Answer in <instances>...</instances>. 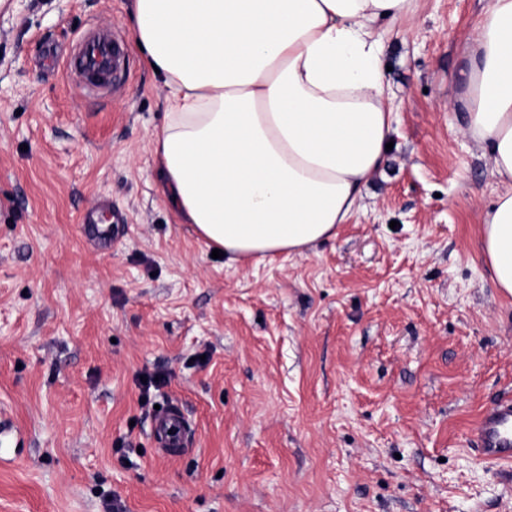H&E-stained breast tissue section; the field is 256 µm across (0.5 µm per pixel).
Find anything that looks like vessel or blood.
I'll list each match as a JSON object with an SVG mask.
<instances>
[{"mask_svg":"<svg viewBox=\"0 0 512 512\" xmlns=\"http://www.w3.org/2000/svg\"><path fill=\"white\" fill-rule=\"evenodd\" d=\"M124 48L110 29L100 28L85 37L79 46L75 64L83 79V88L100 93L115 84ZM85 237L103 247L117 245L119 236H107L96 208H88L79 220ZM151 432L162 454L175 455L188 445L187 424L178 406L170 405L156 412ZM474 438L484 460L490 463L512 464V399L499 402L484 412L475 429Z\"/></svg>","mask_w":512,"mask_h":512,"instance_id":"b4317fda","label":"vessel or blood"}]
</instances>
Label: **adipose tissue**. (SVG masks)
I'll return each mask as SVG.
<instances>
[{"label": "adipose tissue", "mask_w": 512, "mask_h": 512, "mask_svg": "<svg viewBox=\"0 0 512 512\" xmlns=\"http://www.w3.org/2000/svg\"><path fill=\"white\" fill-rule=\"evenodd\" d=\"M167 90L153 136L166 201L228 262L305 255L359 210L393 112L375 24L415 0H132ZM450 103L486 149L497 196L480 226L512 297V0H487Z\"/></svg>", "instance_id": "1"}]
</instances>
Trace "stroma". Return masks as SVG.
Instances as JSON below:
<instances>
[{
	"label": "stroma",
	"mask_w": 512,
	"mask_h": 512,
	"mask_svg": "<svg viewBox=\"0 0 512 512\" xmlns=\"http://www.w3.org/2000/svg\"><path fill=\"white\" fill-rule=\"evenodd\" d=\"M485 0L383 19L394 146L304 256L227 265L163 193L165 91L136 44L118 94L46 71L131 0H0V512H512V465L467 441L512 398V298L481 259L497 185L448 90ZM119 247L78 231L92 203ZM163 382L143 392L142 378ZM188 448L157 454L156 407Z\"/></svg>",
	"instance_id": "stroma-1"
}]
</instances>
